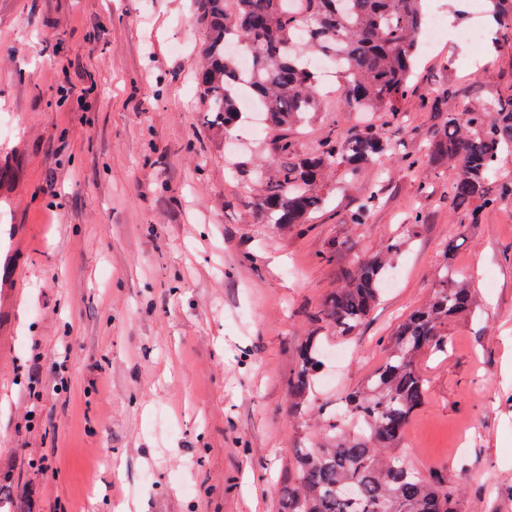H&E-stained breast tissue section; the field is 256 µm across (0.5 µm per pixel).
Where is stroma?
<instances>
[{"instance_id":"1","label":"stroma","mask_w":512,"mask_h":512,"mask_svg":"<svg viewBox=\"0 0 512 512\" xmlns=\"http://www.w3.org/2000/svg\"><path fill=\"white\" fill-rule=\"evenodd\" d=\"M205 39L191 0H0V148L13 150L0 225L26 237L22 292L1 314L0 507L277 512L313 418L343 410L446 265L478 308L445 321V352L419 357L427 398L401 448L422 471L447 468L460 512H512V197L476 221L454 210L456 172L424 141L447 113L512 94V47L473 51L444 33L399 103L404 134L381 113L343 111L339 77L325 78L297 150L357 124L382 128L391 149L383 170L330 172L329 208L284 229L224 176L271 159L250 111L212 140L192 65ZM373 191L368 223H348ZM335 240L352 251L324 262ZM393 241L390 288L354 337L325 341L312 420L293 418L287 379L311 314L352 254ZM66 346L70 399L30 396L28 360ZM49 451L50 469L33 468Z\"/></svg>"}]
</instances>
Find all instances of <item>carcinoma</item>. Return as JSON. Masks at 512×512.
I'll list each match as a JSON object with an SVG mask.
<instances>
[{
  "label": "carcinoma",
  "instance_id": "obj_1",
  "mask_svg": "<svg viewBox=\"0 0 512 512\" xmlns=\"http://www.w3.org/2000/svg\"><path fill=\"white\" fill-rule=\"evenodd\" d=\"M421 0H195V22L206 31L197 52L196 87L206 124L216 139L240 120L239 99L259 103L269 133L266 151L275 164L254 165L258 213L269 224H306L328 201L325 172L344 168L353 177L383 163L389 144L371 126L341 137L328 133L313 148L299 151L293 127L318 110V80L312 55L341 56L342 103L351 112H386L398 123L396 104L414 73L418 44L428 21ZM499 40L512 44V0H489ZM244 47L248 73L228 46ZM429 156L456 169L451 204L478 221L512 195L498 183L501 156L512 150V100L487 110L448 113L429 139ZM378 201L374 192L348 214L365 224ZM400 249L391 242L376 255H354L341 270V286L321 303L312 319L350 336L379 302L386 287L388 259ZM471 290L448 268L438 277L429 302L401 322L388 340V354L363 388L346 397L341 423L295 449L285 470L278 512H458V485L446 470L425 475L397 452L413 414L427 396L415 367L424 349L443 351L442 324L472 313ZM320 338L307 337L295 371L287 380L288 404L299 418L323 367Z\"/></svg>",
  "mask_w": 512,
  "mask_h": 512
}]
</instances>
